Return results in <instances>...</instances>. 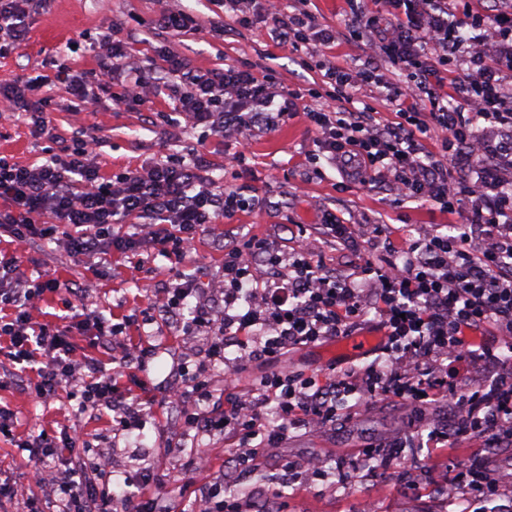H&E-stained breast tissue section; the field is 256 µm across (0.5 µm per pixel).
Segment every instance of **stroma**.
Here are the masks:
<instances>
[{"mask_svg": "<svg viewBox=\"0 0 512 512\" xmlns=\"http://www.w3.org/2000/svg\"><path fill=\"white\" fill-rule=\"evenodd\" d=\"M177 5L205 25L204 30L170 38L174 50L194 65L214 69L234 64L271 71L311 105L332 93L318 68L321 53L278 48L264 23L235 27L233 19L225 17L212 0H178ZM160 9L159 0H51L46 11L31 18L26 40L0 56V78L17 74L42 77V93L51 100L50 118L58 133L67 137L81 128L100 136L106 174L151 160L178 161L195 149L205 153L209 174L218 185L236 189L248 199L259 197L262 203L197 236L179 262L147 247L114 254L108 266L69 257L53 242L25 253L22 268L26 274L45 272L75 283L85 289L92 310L103 320L123 324V339L149 347L142 370L121 380L124 389L141 400L145 417L139 430L117 437L112 432L111 411L79 413L78 398L66 392L42 402L18 385L0 389V405L16 414L11 434H0V487L24 492L23 497L1 500L0 512H22L28 500L39 512H46V498L40 487L29 483L27 456L17 446L41 433L59 430L74 417L86 446L84 462L99 487L148 471L153 479L148 491L163 502L167 512H187L213 477L234 466L235 445L223 435L202 437L211 459L205 471L195 468L189 449L176 445L184 426V408L165 402L164 394L179 365L186 358L202 357L204 350L200 339L186 335L182 322L153 308L176 276L211 288L222 279L225 250L254 234L292 249L301 224L311 229L321 262L328 269L351 274L368 252L361 243L341 245L322 233L324 214L331 210L349 224L362 220L390 224L414 236L448 221L438 206L402 201L381 188L342 182L325 160L315 159L316 132L300 115L274 132H245V158L236 162L232 159L234 141H221L207 129L191 127L182 120L149 122L147 112L118 102L123 92L118 83L98 106L81 112L67 110V94L56 79L58 55H68L74 69H90L94 65L90 44L100 39L108 25L119 24L135 33L129 42L131 63L159 64L155 49L163 40L151 22ZM210 22L227 26L226 35L209 32L206 25ZM73 43L78 46L74 52L69 49ZM1 155L22 164L45 161L43 144L30 135L25 114L12 112L0 117ZM380 358L375 349L356 360L332 358L323 342L292 350L287 365L296 371L325 375L334 368L363 367ZM410 431L403 401L382 398L358 407L349 399L341 405L335 425L320 431L291 432L281 447L263 451L254 471L236 474L231 487L235 495L250 501L255 512H360L368 501L373 502L375 512H467V502L449 503L434 487L433 475L422 467L430 455L426 448L405 449L392 462L377 456L358 468L337 470L339 456L370 444H388ZM313 455L325 457L326 480L307 486L283 472V460L299 461Z\"/></svg>", "mask_w": 512, "mask_h": 512, "instance_id": "obj_1", "label": "stroma"}]
</instances>
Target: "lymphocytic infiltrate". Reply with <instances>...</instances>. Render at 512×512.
<instances>
[{"mask_svg": "<svg viewBox=\"0 0 512 512\" xmlns=\"http://www.w3.org/2000/svg\"><path fill=\"white\" fill-rule=\"evenodd\" d=\"M39 0H0V55L24 40ZM279 44L298 51L336 41H366L362 65L349 69L331 60L319 66L338 95L369 85L382 87L399 121L382 120L371 107L326 105L303 109L300 94L279 86L272 75L227 66L203 69L161 46L166 63L155 72L127 62L128 46L115 35L99 45L94 69L77 72L59 59L57 77L79 112L100 101L118 72H125L124 102L150 105L149 89L163 87L172 116L224 137L258 127L276 131L302 115L315 127V145L346 180L388 188L398 196L440 204L452 215L449 233L398 237L384 224L345 223L328 213L322 230L336 242L365 241L375 257L342 276L315 262L312 238L299 229L291 252L264 236H250L224 254V280L234 300L215 314L198 281L176 277L161 298L172 312L188 311V334L203 335L207 360L183 368L172 388L175 404L212 395L209 371L223 362L228 373L264 363L268 375L244 392L230 394L219 413L193 411L197 433H223L237 444V468H252L261 449L276 448L291 431L322 429L335 421L348 397L365 403L379 397L408 401L419 417L447 401L453 422L431 428L430 447L455 452L478 441L487 448L512 447V375L463 388L459 379L487 363L512 365V0L492 13L473 9L470 0H382L380 10L357 9L345 31L318 27L312 12L267 7ZM405 75L391 83L379 61ZM41 82L20 75L0 79V102L27 113L30 134L45 143L39 165L0 157V230L19 251L44 241L65 239L76 259L108 260L142 242L182 258L198 233L235 216L248 204L239 192L216 186L204 154L190 161L157 162L108 176L97 160V137L59 135L38 92ZM436 150H428L427 139ZM467 166L449 178L458 158ZM133 219L138 230L115 232ZM485 233L473 235L474 225ZM269 269L268 281L253 273L254 261ZM57 295L67 325L36 320L37 303ZM375 313L385 336L383 362L353 367L325 379L291 370V350L336 336ZM94 332L103 358L80 353L75 331ZM8 337L5 377L21 372L29 393L50 399L66 387L80 390L81 410L106 409L117 431L137 429L144 413L120 380L133 354L117 348L113 325L90 311L79 289L56 278H30L18 254L0 258V337ZM282 422H265L269 405ZM33 465L31 475L48 487L56 512H163L158 499L142 500L128 486L100 493L80 462V431L63 426L59 435L21 443ZM439 470L449 498L493 501L512 490V462L478 461Z\"/></svg>", "mask_w": 512, "mask_h": 512, "instance_id": "1", "label": "lymphocytic infiltrate"}]
</instances>
